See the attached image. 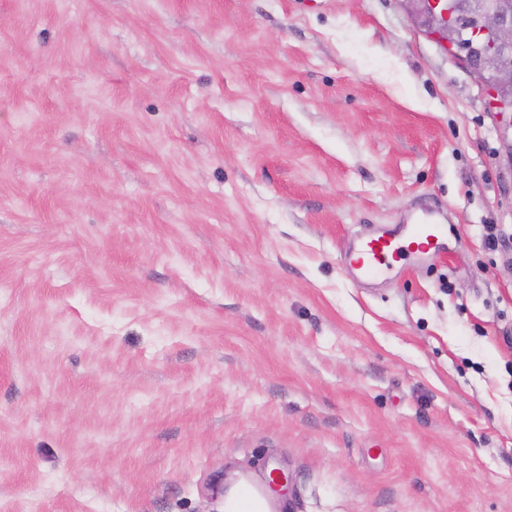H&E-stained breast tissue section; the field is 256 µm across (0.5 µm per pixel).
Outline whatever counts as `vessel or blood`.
I'll list each match as a JSON object with an SVG mask.
<instances>
[{
    "label": "vessel or blood",
    "mask_w": 512,
    "mask_h": 512,
    "mask_svg": "<svg viewBox=\"0 0 512 512\" xmlns=\"http://www.w3.org/2000/svg\"><path fill=\"white\" fill-rule=\"evenodd\" d=\"M444 248V229L431 214L412 221L406 231L385 226L355 244L345 257L348 275L355 280L386 274L402 261L421 264Z\"/></svg>",
    "instance_id": "b4317fda"
}]
</instances>
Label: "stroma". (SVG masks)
<instances>
[{
	"label": "stroma",
	"instance_id": "obj_1",
	"mask_svg": "<svg viewBox=\"0 0 512 512\" xmlns=\"http://www.w3.org/2000/svg\"><path fill=\"white\" fill-rule=\"evenodd\" d=\"M505 146L403 0H0V512H512ZM424 213L404 233L397 227L385 226L355 244L345 257L348 275L354 280L379 277L401 261L422 264L431 253L443 250L442 225L428 210ZM223 474L219 473L212 479L210 487L213 494H217L220 489V478ZM270 476L266 483L249 482L247 478L235 479L233 476L224 477V494H219L222 499L224 512H287L288 496L283 487H272L269 484ZM259 484V485H253ZM250 486H260L263 492V498L258 508L254 503L247 500L243 494L246 488Z\"/></svg>",
	"mask_w": 512,
	"mask_h": 512
}]
</instances>
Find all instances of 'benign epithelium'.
I'll use <instances>...</instances> for the list:
<instances>
[{"mask_svg":"<svg viewBox=\"0 0 512 512\" xmlns=\"http://www.w3.org/2000/svg\"><path fill=\"white\" fill-rule=\"evenodd\" d=\"M408 4L409 14L416 19L422 15L438 21L448 19V0H404ZM464 17L472 26V38L477 39L487 32H493L479 55L474 57L470 51L461 47L455 51L460 60L474 75L481 89L491 98V104L499 112H512L511 106L504 105L495 90L488 87L487 75H496L501 84H512V0H494L493 6L485 9L480 0H465Z\"/></svg>","mask_w":512,"mask_h":512,"instance_id":"7a95c632","label":"benign epithelium"}]
</instances>
